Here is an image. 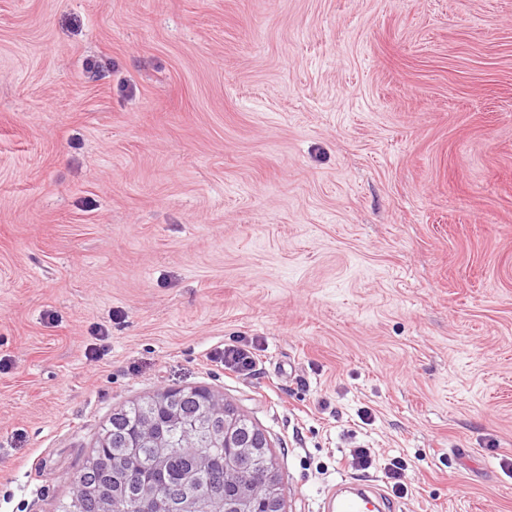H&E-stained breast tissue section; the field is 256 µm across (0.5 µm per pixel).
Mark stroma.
Segmentation results:
<instances>
[{
    "mask_svg": "<svg viewBox=\"0 0 512 512\" xmlns=\"http://www.w3.org/2000/svg\"><path fill=\"white\" fill-rule=\"evenodd\" d=\"M184 387L284 512L357 446L395 512H512V0H0V512ZM210 359L218 361L224 365L225 370L238 375H250L256 367L253 352L233 344H224V349L212 353ZM142 403H133L131 406L120 409V412L112 414L107 423L108 426L103 429V433L112 430V445L134 444L136 442L139 436L136 423Z\"/></svg>",
    "mask_w": 512,
    "mask_h": 512,
    "instance_id": "35a3bbf8",
    "label": "stroma"
}]
</instances>
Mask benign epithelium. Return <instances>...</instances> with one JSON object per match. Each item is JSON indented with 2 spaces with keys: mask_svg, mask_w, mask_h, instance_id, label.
Returning a JSON list of instances; mask_svg holds the SVG:
<instances>
[{
  "mask_svg": "<svg viewBox=\"0 0 512 512\" xmlns=\"http://www.w3.org/2000/svg\"><path fill=\"white\" fill-rule=\"evenodd\" d=\"M184 391L177 389L164 391L147 400L150 411L145 414L140 434L154 448L165 444L151 436L155 426V414L165 412L174 421L181 420L177 411ZM201 402L195 424L208 436V446L212 448H234L236 452L224 456V478H235L242 472L251 470V449L269 447L264 433L255 426L244 424L242 414L232 405L224 402L209 391L199 392ZM280 479L276 471L264 472L259 485L241 483L236 493L224 498V512H255L257 500L266 504V512H282L280 509Z\"/></svg>",
  "mask_w": 512,
  "mask_h": 512,
  "instance_id": "obj_1",
  "label": "benign epithelium"
}]
</instances>
